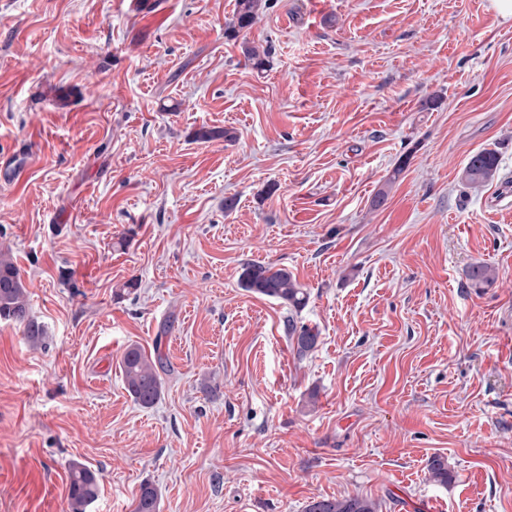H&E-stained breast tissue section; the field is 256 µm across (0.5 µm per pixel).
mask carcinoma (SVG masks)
<instances>
[{
    "instance_id": "cac0c4a2",
    "label": "carcinoma",
    "mask_w": 512,
    "mask_h": 512,
    "mask_svg": "<svg viewBox=\"0 0 512 512\" xmlns=\"http://www.w3.org/2000/svg\"><path fill=\"white\" fill-rule=\"evenodd\" d=\"M262 0H236L234 22L228 29V36L235 37L250 28L257 20ZM245 57L253 66L261 70L267 53L248 43H242ZM195 138L201 141L222 138L232 141L235 138L229 129L201 128ZM498 169V156L492 150H482L473 154L466 164L463 174L466 182L479 186L489 182ZM471 287L483 288L494 280L493 271L483 264L473 265L468 273ZM240 285L247 291L266 296L288 305L296 313L307 305L309 293L297 281L295 275L286 268L260 262L245 265ZM0 319L15 321L24 326V334L31 343H39L44 338L43 327L29 316L25 287L12 258L0 253ZM288 336L299 358H304L317 345L318 331L314 327L298 323L294 316L288 317ZM166 360L159 350L146 352L139 345H130L121 358V371L125 389L135 402L143 407H151L162 393L161 372ZM69 506L71 512H85L98 496L96 474L85 465L74 462L69 471ZM157 489L148 481L140 486V494L134 512H158ZM304 512H376V505L360 496L342 498L321 497L309 502Z\"/></svg>"
}]
</instances>
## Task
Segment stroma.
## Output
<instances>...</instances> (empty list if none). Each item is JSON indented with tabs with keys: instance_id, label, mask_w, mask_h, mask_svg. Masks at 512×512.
<instances>
[{
	"instance_id": "stroma-1",
	"label": "stroma",
	"mask_w": 512,
	"mask_h": 512,
	"mask_svg": "<svg viewBox=\"0 0 512 512\" xmlns=\"http://www.w3.org/2000/svg\"><path fill=\"white\" fill-rule=\"evenodd\" d=\"M234 3L0 0V159L30 156L0 181V251L45 331L0 320V512H70L74 462L86 512H133L146 481L159 512H512V21L267 0L231 38ZM250 262L307 288L305 358ZM131 344L169 362L148 408ZM498 169V156L495 151L482 150L473 154L466 164L463 174L470 185H483L489 182ZM69 506L72 512H85L98 496V481L96 474L79 462H74L69 468ZM376 505L360 496L320 497L309 502L304 512H376Z\"/></svg>"
}]
</instances>
